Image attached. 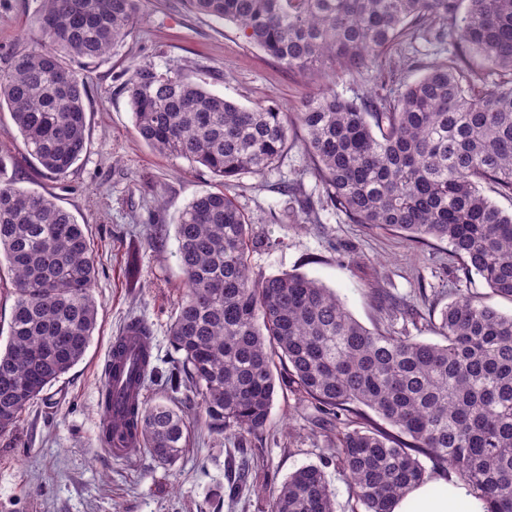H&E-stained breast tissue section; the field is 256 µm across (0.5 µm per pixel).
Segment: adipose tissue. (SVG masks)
<instances>
[{
    "instance_id": "obj_1",
    "label": "adipose tissue",
    "mask_w": 512,
    "mask_h": 512,
    "mask_svg": "<svg viewBox=\"0 0 512 512\" xmlns=\"http://www.w3.org/2000/svg\"><path fill=\"white\" fill-rule=\"evenodd\" d=\"M392 512H485V503L463 482L439 477L410 489Z\"/></svg>"
}]
</instances>
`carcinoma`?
<instances>
[{"instance_id": "obj_1", "label": "carcinoma", "mask_w": 512, "mask_h": 512, "mask_svg": "<svg viewBox=\"0 0 512 512\" xmlns=\"http://www.w3.org/2000/svg\"><path fill=\"white\" fill-rule=\"evenodd\" d=\"M234 24L283 66L336 77L373 63L417 32L448 24L460 53L430 66L394 98L321 93L294 115L313 160L321 207L355 224L431 247L446 243L467 279L479 275L512 302V0H185ZM139 0H42L47 44L13 52L0 70L8 109L28 153L64 178L87 150L89 65L115 56L131 36ZM134 125L154 151L206 167L220 189L197 196L175 225L184 292L169 325L179 357L159 401L126 399L112 414L101 395L99 440L143 449L171 466L193 442L197 419L237 445L230 490L247 481V448L267 429L276 388L315 417L335 422L336 448L269 492L270 512H336L325 469L340 465L364 512L428 476L419 456L451 466L486 504L512 512V315L478 296L441 309L443 343L367 328L336 292L302 273L253 274L250 252L276 241L228 191L243 174L276 166L290 126L273 106L245 108L177 69L148 61L123 73ZM0 152V264L14 304L0 351V433L84 356L97 325L96 266L84 225L54 197L5 176ZM135 355L120 338L111 373L131 366L141 387L156 376L151 330ZM373 411L393 428L373 420Z\"/></svg>"}]
</instances>
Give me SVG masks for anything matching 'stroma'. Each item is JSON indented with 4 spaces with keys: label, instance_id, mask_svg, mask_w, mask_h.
<instances>
[{
    "label": "stroma",
    "instance_id": "1",
    "mask_svg": "<svg viewBox=\"0 0 512 512\" xmlns=\"http://www.w3.org/2000/svg\"><path fill=\"white\" fill-rule=\"evenodd\" d=\"M40 9L41 0H0V68L10 52L43 45ZM456 51L449 33L417 35L377 64L323 83L289 71L234 25L190 12L184 0H140L134 38L89 68L87 153L66 178L50 177L28 154L9 112H0V151L12 159L9 175L21 187L55 197L84 225L98 270L92 287L97 326L83 359L48 387L17 430L0 434V512H268L266 482H283L319 463L336 435L296 395L277 391L267 430L255 443L258 477L234 494L224 474L237 453L207 428H199L194 444L169 469L143 452L117 459L100 443L105 364L128 320L136 316L149 324L159 369L171 368L176 358L168 329L184 278L174 226L187 204L218 185L204 166L159 155L139 138L122 89L123 69L141 60L161 71L177 68L241 106L273 105L289 115L324 88L346 99L377 92L381 71L401 88ZM287 182L300 183L314 197L321 191L294 137L279 164L261 176L241 175L232 190L258 234L280 243L251 252L254 274H306L334 289L365 326L406 329L424 342L438 340L426 325L430 314L463 295L512 313V302L493 296L480 276L458 278L448 245L421 247L340 212L305 215L281 193ZM380 291L416 306L413 326L390 320L375 302Z\"/></svg>",
    "mask_w": 512,
    "mask_h": 512
}]
</instances>
